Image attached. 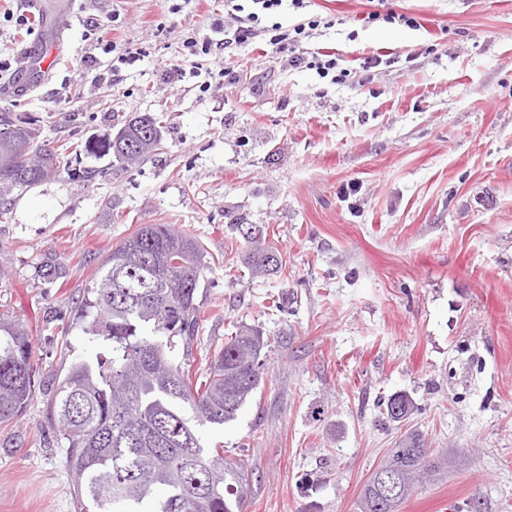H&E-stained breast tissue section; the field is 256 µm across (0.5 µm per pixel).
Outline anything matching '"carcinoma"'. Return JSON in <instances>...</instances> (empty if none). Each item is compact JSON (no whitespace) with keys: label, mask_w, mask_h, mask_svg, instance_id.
<instances>
[{"label":"carcinoma","mask_w":512,"mask_h":512,"mask_svg":"<svg viewBox=\"0 0 512 512\" xmlns=\"http://www.w3.org/2000/svg\"><path fill=\"white\" fill-rule=\"evenodd\" d=\"M161 130L152 115L124 124L106 151L123 164L158 151ZM38 130L0 117V148L19 141L22 153L0 166V195L49 181L61 173L77 179L72 156L37 143ZM252 273L269 275L280 261L244 231ZM205 249L195 238L168 224H142L112 248L84 289L74 320L91 344L89 355L71 360L56 386L50 415L66 442L65 465L76 475L77 512H242L247 476L219 449L204 448L186 412L198 425L222 426L260 387L259 361L267 340L245 328L224 342L210 363L192 371L175 352L189 348L199 328L198 290ZM32 343L19 325L0 317V425H9L34 395ZM409 414L404 394L386 402V415ZM430 454L425 438L410 433L392 449L365 483L359 512H397L424 479L418 458ZM392 476L395 498H383L380 474Z\"/></svg>","instance_id":"cac0c4a2"}]
</instances>
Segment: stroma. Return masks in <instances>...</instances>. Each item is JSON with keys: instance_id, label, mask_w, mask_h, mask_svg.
Instances as JSON below:
<instances>
[{"instance_id": "stroma-1", "label": "stroma", "mask_w": 512, "mask_h": 512, "mask_svg": "<svg viewBox=\"0 0 512 512\" xmlns=\"http://www.w3.org/2000/svg\"><path fill=\"white\" fill-rule=\"evenodd\" d=\"M179 4L37 0L30 33L0 36L6 59L62 46L48 71L0 87V113L50 148L81 147L76 166L94 174L0 197V309L39 359L33 400L0 429V512H74L47 407L64 354L89 350L72 323L84 289L142 224L206 250L194 367L240 328L270 338L254 396L201 429L242 460L246 512H358L411 431L448 466L399 512H512V0H310L303 14L334 25L304 47L335 50L346 83L259 41L170 82L183 39L224 18L222 0ZM91 18L141 55L110 83ZM145 112L163 117L162 149L118 167L99 146ZM237 219L264 230L276 272L248 271ZM400 391L416 411L380 422L378 401Z\"/></svg>"}]
</instances>
